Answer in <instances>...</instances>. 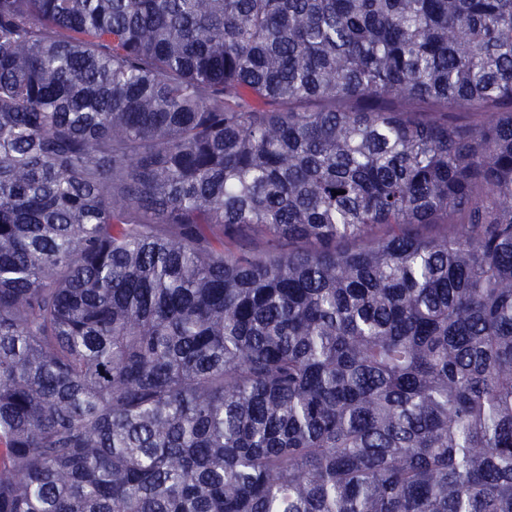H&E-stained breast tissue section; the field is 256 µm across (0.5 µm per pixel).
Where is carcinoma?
<instances>
[{
  "mask_svg": "<svg viewBox=\"0 0 512 512\" xmlns=\"http://www.w3.org/2000/svg\"><path fill=\"white\" fill-rule=\"evenodd\" d=\"M0 512H512V0H0Z\"/></svg>",
  "mask_w": 512,
  "mask_h": 512,
  "instance_id": "carcinoma-1",
  "label": "carcinoma"
}]
</instances>
